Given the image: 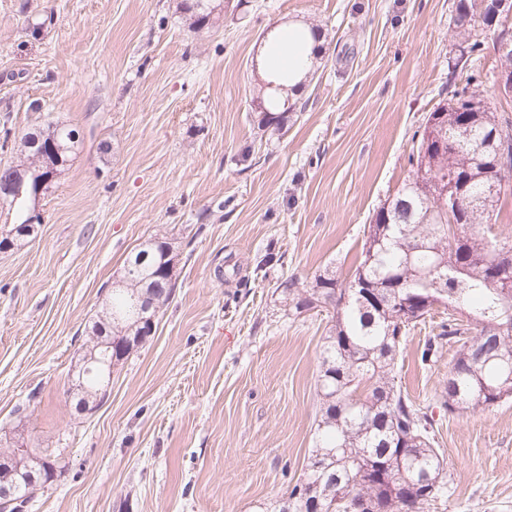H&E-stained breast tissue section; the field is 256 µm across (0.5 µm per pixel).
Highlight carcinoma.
Returning <instances> with one entry per match:
<instances>
[{
  "instance_id": "1",
  "label": "carcinoma",
  "mask_w": 512,
  "mask_h": 512,
  "mask_svg": "<svg viewBox=\"0 0 512 512\" xmlns=\"http://www.w3.org/2000/svg\"><path fill=\"white\" fill-rule=\"evenodd\" d=\"M193 30L208 25L204 0H182ZM482 0H458L456 25L467 56L452 74L465 85L441 100L426 118L409 155V175L364 229L361 258L344 281L329 268L308 287L290 277L280 283L288 310L301 314L331 301L317 380V438L303 477L288 492L279 512H429L448 484L445 458L436 448L434 419L398 384L397 356L412 330L441 315L439 333L424 344L421 361L438 348L455 353L441 392L450 415L488 408L512 398V244L491 235L507 185L489 191L497 156L512 160V117L492 110L470 90L475 56L484 50L478 30ZM267 97L259 128L282 131L297 103L278 96L288 69L271 57ZM75 130L57 125L32 132L21 142L28 178L45 176L74 147ZM55 144L50 157L43 148ZM465 185L448 238L440 220L435 182ZM167 241L149 238L125 258L123 275L111 291L107 311L85 326L92 345L84 355L99 365L120 361L152 332L151 317L172 299L176 283L164 275ZM78 404L97 407L106 397L104 377L87 375L76 384ZM59 455L40 452L18 469L0 467V492L19 499L25 512L36 491L54 481Z\"/></svg>"
}]
</instances>
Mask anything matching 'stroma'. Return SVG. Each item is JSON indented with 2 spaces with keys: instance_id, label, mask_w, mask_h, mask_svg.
Segmentation results:
<instances>
[{
  "instance_id": "stroma-1",
  "label": "stroma",
  "mask_w": 512,
  "mask_h": 512,
  "mask_svg": "<svg viewBox=\"0 0 512 512\" xmlns=\"http://www.w3.org/2000/svg\"><path fill=\"white\" fill-rule=\"evenodd\" d=\"M180 3L0 0V166L29 131H77L33 234L0 252V453L17 435L64 466L33 512H264L287 496L314 446L327 321L290 313L278 286L351 274L448 95L457 0H228L197 31ZM288 23L322 42L305 109L270 135L257 61ZM499 66L485 49L472 88L512 114ZM151 237L178 255L175 295L104 404L78 411L84 326ZM431 335L398 358L448 463L430 512H512V399L448 415L454 352L423 364Z\"/></svg>"
}]
</instances>
